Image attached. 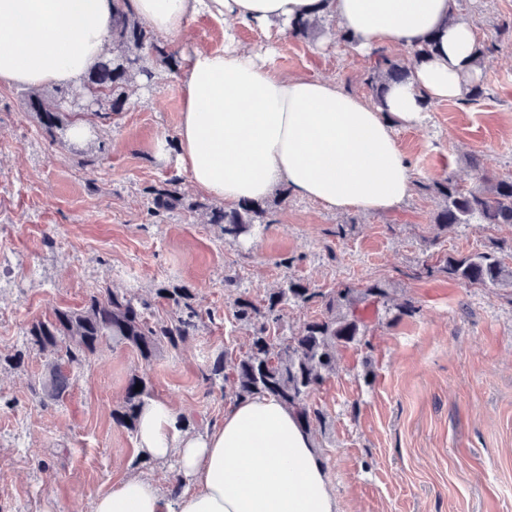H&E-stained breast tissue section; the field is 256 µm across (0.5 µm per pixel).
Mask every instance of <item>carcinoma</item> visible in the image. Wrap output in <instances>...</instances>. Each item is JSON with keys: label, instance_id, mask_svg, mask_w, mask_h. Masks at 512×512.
I'll return each mask as SVG.
<instances>
[{"label": "carcinoma", "instance_id": "carcinoma-1", "mask_svg": "<svg viewBox=\"0 0 512 512\" xmlns=\"http://www.w3.org/2000/svg\"><path fill=\"white\" fill-rule=\"evenodd\" d=\"M322 20L321 16L298 20L291 24L288 34L308 38ZM372 59L364 81L374 100L380 103L388 87L404 81L409 71L399 58L383 48L374 50ZM150 61L173 69L177 66V52L158 41L134 11L132 0H113L108 48L81 82V98L96 103L90 113L93 130L105 125L110 114L124 111L130 92L138 86L140 78L151 76L146 66ZM75 98L76 88L71 86L55 87L49 100L37 91L29 95V106L37 113L41 131L49 142H55L59 135L82 120L80 113L66 107V101ZM470 166L476 171V181L471 186L452 174L420 184L422 190L442 201L433 218V224L442 234L462 224L512 226V174L485 172L475 157L470 158ZM149 195L153 213L157 215L184 206L176 177L150 187ZM199 208L205 209L207 223L220 225L224 240L230 243L236 242L264 214L261 205L255 202H245L232 209L202 203L190 206L192 210ZM510 251L512 242H494L481 251L458 257L447 255L434 265L425 262L422 270L427 275L446 273L471 286L512 288V267L503 258ZM157 296L175 308L174 315L154 320L147 312L146 303L138 301L130 292L106 288L90 295L80 309L56 308L52 317L32 323L26 340L54 356L50 395L62 399L70 387V366L82 363L109 341L133 347L148 361L160 347L176 348L194 337L200 316L190 303V289L165 286L157 289ZM386 297L387 289L377 281L361 288L346 284L324 294L292 278L260 299L241 295L234 300L233 316L239 323L253 327L251 347L236 360L231 375L224 374V360L228 356L225 352L207 368L203 378L211 386L230 378L235 400L271 395L295 410L305 427L323 424V411L310 406L307 398L335 373L336 349L359 342L365 336L366 324L359 314V305ZM318 301L324 306L320 317L305 322L289 336L271 335V331L278 330L286 305L305 306ZM138 384L142 385L139 391L135 390ZM150 397L145 379L132 376L123 405L112 411V419L128 429H137L140 411Z\"/></svg>", "mask_w": 512, "mask_h": 512}]
</instances>
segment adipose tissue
Segmentation results:
<instances>
[{
  "mask_svg": "<svg viewBox=\"0 0 512 512\" xmlns=\"http://www.w3.org/2000/svg\"><path fill=\"white\" fill-rule=\"evenodd\" d=\"M160 35L184 37L191 18L284 32L315 15L356 37L371 55L413 51L439 35L407 80L382 103L331 81L277 72L253 48L187 47L181 57L179 160L200 190L233 207L277 188L339 211H387L414 179L396 127L421 123L435 100L456 99L473 78L476 31L447 24L448 0H133ZM112 0H0V86L76 85L104 53ZM137 444L152 460H176L169 492L133 474L98 496L93 512H337L319 450L293 409L265 395L233 403L218 426L182 428L162 402L146 404Z\"/></svg>",
  "mask_w": 512,
  "mask_h": 512,
  "instance_id": "1",
  "label": "adipose tissue"
}]
</instances>
